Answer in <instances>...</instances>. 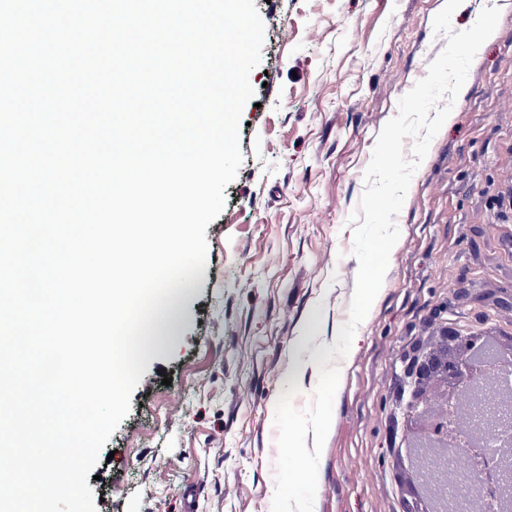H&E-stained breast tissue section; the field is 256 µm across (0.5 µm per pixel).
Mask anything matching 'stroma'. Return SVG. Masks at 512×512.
Wrapping results in <instances>:
<instances>
[{"label":"stroma","mask_w":512,"mask_h":512,"mask_svg":"<svg viewBox=\"0 0 512 512\" xmlns=\"http://www.w3.org/2000/svg\"><path fill=\"white\" fill-rule=\"evenodd\" d=\"M255 6L265 36L242 164L177 329L93 469L97 512H271L282 382L297 376L294 406L312 404L319 373L298 360L332 346L348 319L349 216L373 148L446 45L433 31L443 0ZM453 113L411 180L398 247L340 374L314 512H409L395 436L414 349L444 326L512 336V11Z\"/></svg>","instance_id":"obj_1"}]
</instances>
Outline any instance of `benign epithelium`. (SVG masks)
<instances>
[{
    "label": "benign epithelium",
    "mask_w": 512,
    "mask_h": 512,
    "mask_svg": "<svg viewBox=\"0 0 512 512\" xmlns=\"http://www.w3.org/2000/svg\"><path fill=\"white\" fill-rule=\"evenodd\" d=\"M482 343L479 336L463 335L444 329L438 345L410 361L409 397L406 404L408 435L419 442V451L427 454L420 466L406 465L405 483L413 497L415 512H428L429 502H439L445 493L444 479L433 466L436 453L448 448L455 451L459 467L470 471L488 498L489 510L498 506L495 489L512 488V439L502 429L512 426V389H498L492 400V416L477 425L463 419V413L479 404L470 390L473 375L485 368L475 354ZM499 441L497 464L486 444Z\"/></svg>",
    "instance_id": "1"
}]
</instances>
